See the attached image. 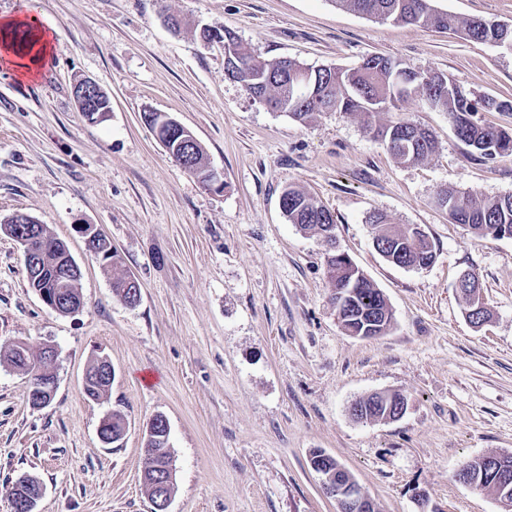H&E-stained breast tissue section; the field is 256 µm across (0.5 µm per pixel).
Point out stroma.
Returning <instances> with one entry per match:
<instances>
[{
    "label": "stroma",
    "instance_id": "35a3bbf8",
    "mask_svg": "<svg viewBox=\"0 0 512 512\" xmlns=\"http://www.w3.org/2000/svg\"><path fill=\"white\" fill-rule=\"evenodd\" d=\"M36 4L53 24L52 56L36 79L0 67V221L28 214L64 240L81 268L83 306L61 315L30 288L18 244L0 232V344L56 348L58 387L35 409L25 374L0 363V512L8 488L36 478V512H151L141 481L145 431L169 426L170 512H338L313 453L335 458L380 512H505L457 481L467 462L512 454V238H479L434 199L453 188L480 200L512 195V156L479 158L446 113L418 97L378 113L428 129L423 160L395 159L361 116L306 122L272 111L224 76L233 32L263 59L352 69L373 55L448 75L477 96L512 100V48L463 32L480 17L512 26V0H431L447 30L396 24L335 0H0V21ZM96 81L111 110L79 112L75 84ZM169 115L206 149L223 189L204 185L143 123ZM297 188L336 219V243L385 296L383 335L341 327L325 275L330 245L291 224L282 193ZM420 226L435 258L402 268L373 245L371 214ZM95 225L140 284L130 308L112 270L81 233ZM475 274L491 311L465 318L459 278ZM107 356L106 399L83 391ZM403 394L395 421H359L355 401ZM121 411L126 435L98 426Z\"/></svg>",
    "mask_w": 512,
    "mask_h": 512
}]
</instances>
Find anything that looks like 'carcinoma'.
<instances>
[{"label": "carcinoma", "instance_id": "1", "mask_svg": "<svg viewBox=\"0 0 512 512\" xmlns=\"http://www.w3.org/2000/svg\"><path fill=\"white\" fill-rule=\"evenodd\" d=\"M337 2L360 13L391 20L406 25H419L427 29H448V17L435 12L430 0H337ZM465 34L475 40L489 41L493 38V25L481 22L476 17L464 23ZM224 40L233 41L234 54L238 60L236 81L243 83L247 90L254 86L262 88L267 105L274 111L286 112L294 119L304 122L316 112H343L347 115L359 114L363 117L366 129L374 132L386 144L388 151L402 162H418L427 157L434 148V141L428 131L412 122L398 118L386 125L373 124V117L383 112L398 98L403 97L394 82V71L401 64L386 56H373L353 69L324 67L311 73L312 86L316 91L308 98L295 97L288 89V74L285 68L294 65V61L281 59L264 60L248 53L230 31L224 32ZM410 92L418 94L430 107L448 113V121L456 136L471 147L481 158L493 160L497 157L512 155V131L487 124L477 117L478 112L512 111V102L499 100L490 108L491 97L476 98L465 89L457 86L441 75L415 74ZM189 172L204 184L211 181L207 155L202 144L195 145L194 163ZM286 194L291 205L285 209L288 221L303 230H316L331 242L334 240L335 220L330 211L323 208L302 191L290 188ZM436 202L441 207H451V216L458 224H463L478 237L491 235L498 229L512 235V195L494 200L479 201L468 194L447 189L438 194ZM374 226L375 238L389 241V237H401L405 232L391 228V224L382 214L370 218ZM39 232L51 246L44 263V271H32L27 275L29 286L53 288L57 285L51 273L61 262L67 261L69 248L65 242L55 238L46 225H39ZM391 242V241H389ZM400 245L408 253L410 263L423 267L424 260L434 256L431 241L421 244L420 249L407 245V240L391 245ZM102 260L112 266V294L119 300L127 297L132 285L130 275L123 270V260L117 252L111 250V244L100 241L97 244ZM326 276L335 290L344 289L349 294L346 306L339 310V319L343 330L350 336H380L391 326L392 312L382 292L351 263L331 251L326 258ZM80 277H74L61 285L62 292L55 312L61 315L71 313L70 300L81 298L79 292ZM88 386L85 393L97 400L106 395L111 387L105 365L96 360L87 371ZM169 434L154 427L148 447L156 452V462L165 465L172 460L166 451ZM473 477V486L499 494L498 479L485 459H474L465 464Z\"/></svg>", "mask_w": 512, "mask_h": 512}]
</instances>
